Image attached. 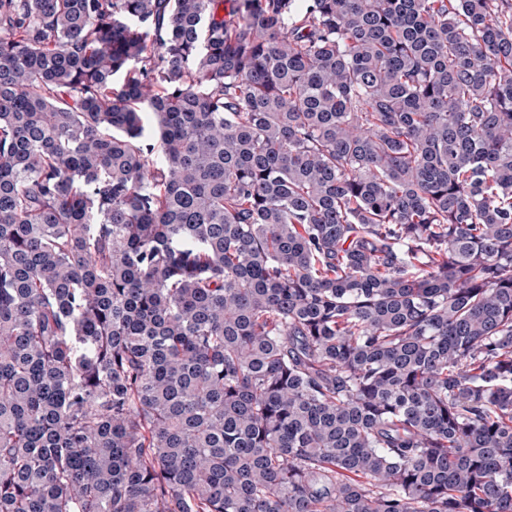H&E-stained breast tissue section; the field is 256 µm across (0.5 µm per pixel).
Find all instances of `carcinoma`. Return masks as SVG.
Masks as SVG:
<instances>
[{
	"label": "carcinoma",
	"instance_id": "1",
	"mask_svg": "<svg viewBox=\"0 0 512 512\" xmlns=\"http://www.w3.org/2000/svg\"><path fill=\"white\" fill-rule=\"evenodd\" d=\"M0 512H512V0H0Z\"/></svg>",
	"mask_w": 512,
	"mask_h": 512
}]
</instances>
